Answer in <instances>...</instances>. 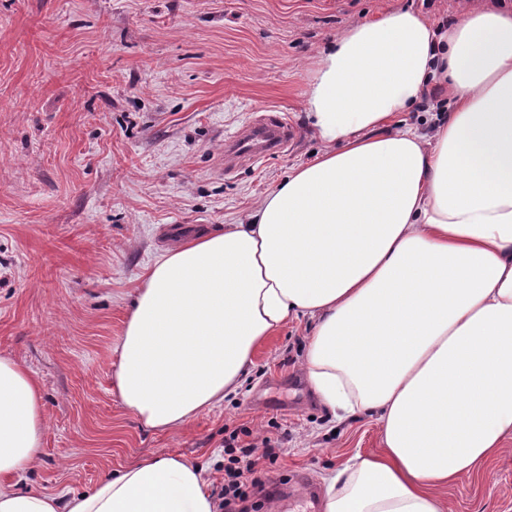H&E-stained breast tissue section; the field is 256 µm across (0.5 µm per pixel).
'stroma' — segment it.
Listing matches in <instances>:
<instances>
[{
  "label": "stroma",
  "mask_w": 512,
  "mask_h": 512,
  "mask_svg": "<svg viewBox=\"0 0 512 512\" xmlns=\"http://www.w3.org/2000/svg\"><path fill=\"white\" fill-rule=\"evenodd\" d=\"M495 2L0 0V356L32 372L46 418L20 491L81 490L169 452L213 487L237 428L285 438L264 478L296 499L302 474L381 451L377 421L337 422L307 384L309 318L257 352L235 395L169 433L114 393V345L146 266L240 223L321 151L304 92L329 38L395 9L437 22ZM261 116L283 118L293 140L225 173V143ZM438 493L451 512H512V440Z\"/></svg>",
  "instance_id": "stroma-1"
}]
</instances>
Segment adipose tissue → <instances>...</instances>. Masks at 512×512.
I'll return each mask as SVG.
<instances>
[{"mask_svg":"<svg viewBox=\"0 0 512 512\" xmlns=\"http://www.w3.org/2000/svg\"><path fill=\"white\" fill-rule=\"evenodd\" d=\"M431 138L397 117L431 88ZM323 145L246 222L170 248L115 349L122 405L169 432L239 388L260 346L308 317L303 371L338 420L377 418L382 450L321 479L323 512H447L454 483L512 440V14L440 28L411 9L359 21L316 62ZM45 432L40 387L0 357V512H218L201 467L139 461L91 490L16 485Z\"/></svg>","mask_w":512,"mask_h":512,"instance_id":"ef3b65f1","label":"adipose tissue"}]
</instances>
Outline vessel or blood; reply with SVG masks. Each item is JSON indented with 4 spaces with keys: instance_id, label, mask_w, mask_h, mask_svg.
Returning a JSON list of instances; mask_svg holds the SVG:
<instances>
[{
    "instance_id": "b4317fda",
    "label": "vessel or blood",
    "mask_w": 512,
    "mask_h": 512,
    "mask_svg": "<svg viewBox=\"0 0 512 512\" xmlns=\"http://www.w3.org/2000/svg\"><path fill=\"white\" fill-rule=\"evenodd\" d=\"M291 135L289 125L276 118L250 124L227 143L224 167L232 169L237 160L243 157L262 158L282 152Z\"/></svg>"
}]
</instances>
